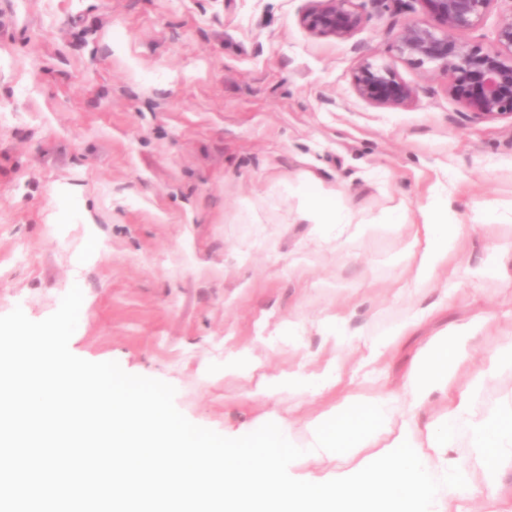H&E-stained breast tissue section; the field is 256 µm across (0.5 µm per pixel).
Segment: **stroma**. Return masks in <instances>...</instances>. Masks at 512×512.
Listing matches in <instances>:
<instances>
[{"label":"stroma","mask_w":512,"mask_h":512,"mask_svg":"<svg viewBox=\"0 0 512 512\" xmlns=\"http://www.w3.org/2000/svg\"><path fill=\"white\" fill-rule=\"evenodd\" d=\"M307 0H0V315L54 313L83 292L70 351L176 389L221 434L307 422L347 392L398 394L418 354L478 331L452 388L467 391L512 336V118L475 117L446 75L401 57L407 14L360 0L346 39L309 33ZM390 64L405 105L361 99L364 63ZM353 221L313 224L300 177ZM455 183L457 249L415 284L419 210ZM405 205L404 223L356 222ZM347 341L336 346L328 325ZM405 333L388 347L378 335ZM236 354L258 366L224 372ZM336 368L291 400L280 376Z\"/></svg>","instance_id":"1"}]
</instances>
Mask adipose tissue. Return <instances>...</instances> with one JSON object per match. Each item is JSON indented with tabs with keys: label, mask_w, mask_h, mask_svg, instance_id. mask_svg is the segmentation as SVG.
<instances>
[{
	"label": "adipose tissue",
	"mask_w": 512,
	"mask_h": 512,
	"mask_svg": "<svg viewBox=\"0 0 512 512\" xmlns=\"http://www.w3.org/2000/svg\"><path fill=\"white\" fill-rule=\"evenodd\" d=\"M421 234L425 248L420 256L417 281L425 283L458 245L461 219L452 194H445L422 212ZM335 369L328 368L318 374L291 373L282 377L274 386L275 394L296 398L316 394L335 386Z\"/></svg>",
	"instance_id": "1"
}]
</instances>
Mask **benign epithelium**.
<instances>
[{"mask_svg": "<svg viewBox=\"0 0 512 512\" xmlns=\"http://www.w3.org/2000/svg\"><path fill=\"white\" fill-rule=\"evenodd\" d=\"M427 20L409 19L396 36V51L412 64L433 63L447 76L449 92L480 117H512V4L499 13L491 45L457 34L479 25L497 0H415ZM316 36L345 39L363 23L354 0H309L300 17ZM357 95L376 105L398 107L414 97L392 66L363 64L354 78Z\"/></svg>", "mask_w": 512, "mask_h": 512, "instance_id": "benign-epithelium-1", "label": "benign epithelium"}]
</instances>
